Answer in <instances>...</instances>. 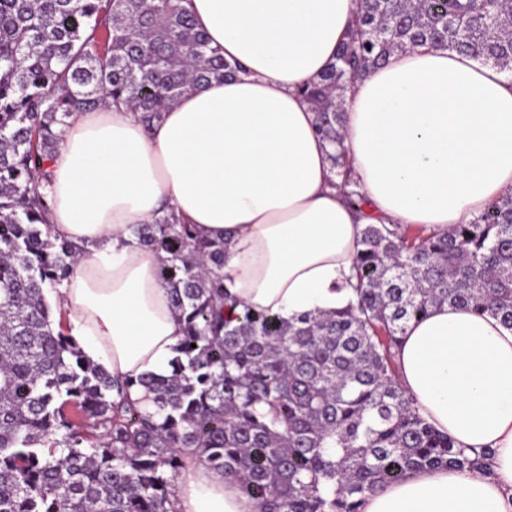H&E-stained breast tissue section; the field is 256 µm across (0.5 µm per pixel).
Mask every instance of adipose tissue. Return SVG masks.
<instances>
[{"label": "adipose tissue", "instance_id": "obj_1", "mask_svg": "<svg viewBox=\"0 0 512 512\" xmlns=\"http://www.w3.org/2000/svg\"><path fill=\"white\" fill-rule=\"evenodd\" d=\"M237 76L186 92L153 126L133 112L74 115L50 163L53 232L86 246L52 300L87 360L115 377L169 374L183 336L136 224L166 211L224 243L229 303L283 319L344 308L368 224L444 230L512 192V79L445 49L393 52L344 97L357 199L299 95L334 60L357 0H189ZM400 384L485 470L436 469L371 495L362 512H512V328L437 305L408 323ZM179 512H259L232 476L188 455Z\"/></svg>", "mask_w": 512, "mask_h": 512}]
</instances>
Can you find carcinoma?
Here are the masks:
<instances>
[{
	"label": "carcinoma",
	"instance_id": "cac0c4a2",
	"mask_svg": "<svg viewBox=\"0 0 512 512\" xmlns=\"http://www.w3.org/2000/svg\"><path fill=\"white\" fill-rule=\"evenodd\" d=\"M423 45L512 72V0L358 3L336 59L300 88L318 132L342 145L344 92ZM238 71L208 53L183 0H0V512H177L193 453L260 512H361L423 470L486 468L491 451L419 412L396 349L444 303L512 327V193L446 231L366 225L347 306L291 320L224 315V243L171 212L133 225L169 254L162 281L184 336L168 376L114 378L83 359L66 313L52 319L47 296L83 253L51 236L42 192L69 119L113 106L150 124Z\"/></svg>",
	"mask_w": 512,
	"mask_h": 512
}]
</instances>
